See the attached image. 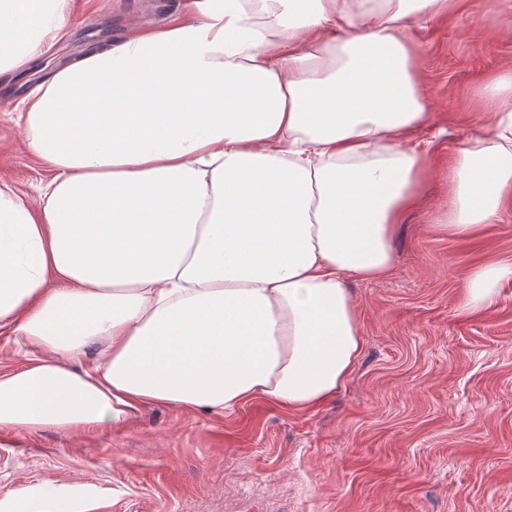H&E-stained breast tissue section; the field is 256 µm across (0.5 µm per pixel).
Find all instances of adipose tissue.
<instances>
[{
  "label": "adipose tissue",
  "instance_id": "1",
  "mask_svg": "<svg viewBox=\"0 0 512 512\" xmlns=\"http://www.w3.org/2000/svg\"><path fill=\"white\" fill-rule=\"evenodd\" d=\"M68 0H0V71L62 39ZM454 0H190L184 15L59 67L22 101L53 172L34 206L0 185V329L34 348L0 374V431H79L150 404L322 405L363 339L347 277L394 261L426 155L412 28ZM453 162L447 229L512 202V68ZM512 263L476 268L490 303ZM105 344L91 368L71 359ZM61 512L55 487L0 490Z\"/></svg>",
  "mask_w": 512,
  "mask_h": 512
}]
</instances>
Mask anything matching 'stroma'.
<instances>
[{
    "instance_id": "obj_1",
    "label": "stroma",
    "mask_w": 512,
    "mask_h": 512,
    "mask_svg": "<svg viewBox=\"0 0 512 512\" xmlns=\"http://www.w3.org/2000/svg\"><path fill=\"white\" fill-rule=\"evenodd\" d=\"M187 3L70 0L67 37L0 75V181L34 201L53 176L28 147L26 92ZM414 39L423 201L396 228L391 273L346 280L363 348L336 396L305 413L152 405L80 433L0 431V486L67 485L70 512H512V281L464 307L474 269L512 261V209L466 239L441 225L452 159L496 110L483 89L512 67V0H460Z\"/></svg>"
}]
</instances>
